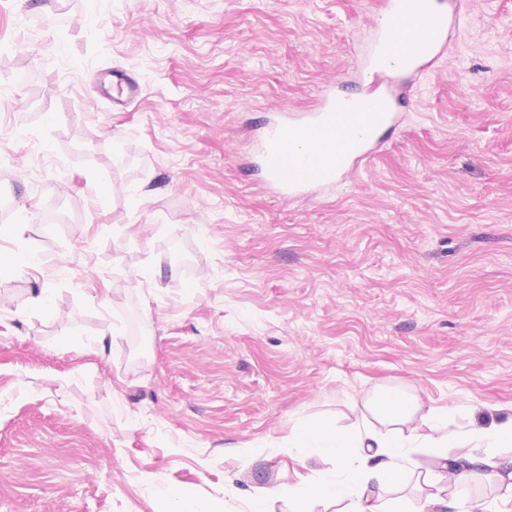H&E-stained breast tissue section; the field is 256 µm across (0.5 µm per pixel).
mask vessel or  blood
Here are the masks:
<instances>
[{
    "label": "vessel or blood",
    "instance_id": "b4317fda",
    "mask_svg": "<svg viewBox=\"0 0 512 512\" xmlns=\"http://www.w3.org/2000/svg\"><path fill=\"white\" fill-rule=\"evenodd\" d=\"M463 0H379L378 22L361 67L364 99L350 112L336 83L310 112L284 110L257 145L263 184L291 199L336 187L374 158L384 132L396 129L398 104L413 78L428 72L463 17ZM315 148L295 160L297 147Z\"/></svg>",
    "mask_w": 512,
    "mask_h": 512
}]
</instances>
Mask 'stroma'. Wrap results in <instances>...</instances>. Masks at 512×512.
I'll list each match as a JSON object with an SVG mask.
<instances>
[{
  "label": "stroma",
  "instance_id": "1",
  "mask_svg": "<svg viewBox=\"0 0 512 512\" xmlns=\"http://www.w3.org/2000/svg\"><path fill=\"white\" fill-rule=\"evenodd\" d=\"M375 13L0 0V226H25L0 251L36 257L0 272V512H154L170 482L247 512L298 480L290 419L380 385L453 434L512 416V0H472L367 168L258 185L281 108L358 91ZM113 71L140 85L121 108Z\"/></svg>",
  "mask_w": 512,
  "mask_h": 512
}]
</instances>
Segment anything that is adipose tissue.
I'll list each match as a JSON object with an SVG mask.
<instances>
[{
  "label": "adipose tissue",
  "instance_id": "ef3b65f1",
  "mask_svg": "<svg viewBox=\"0 0 512 512\" xmlns=\"http://www.w3.org/2000/svg\"><path fill=\"white\" fill-rule=\"evenodd\" d=\"M351 422L341 426L307 418L290 425L288 454L298 462H328L323 471L300 476L296 485H269L248 498L250 512H271L273 502L288 498L297 512H404L394 494L400 461L424 452L429 465L417 479L428 487L417 512H446L448 489H462L483 476L512 498V464L483 456L486 448L512 446V416L484 428L465 431L464 441L479 454L452 457L448 413L419 395L381 387L363 404L351 405ZM156 512H216L214 505L183 484L163 486Z\"/></svg>",
  "mask_w": 512,
  "mask_h": 512
}]
</instances>
